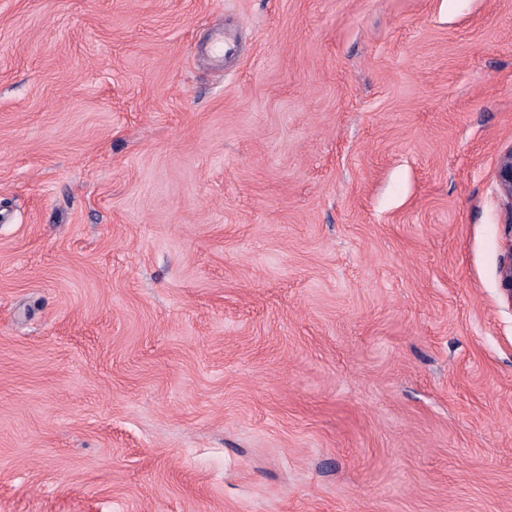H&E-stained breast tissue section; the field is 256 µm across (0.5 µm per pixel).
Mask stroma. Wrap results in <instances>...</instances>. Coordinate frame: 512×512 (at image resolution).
<instances>
[{"instance_id": "1", "label": "stroma", "mask_w": 512, "mask_h": 512, "mask_svg": "<svg viewBox=\"0 0 512 512\" xmlns=\"http://www.w3.org/2000/svg\"><path fill=\"white\" fill-rule=\"evenodd\" d=\"M510 149L512 0H0V512H512Z\"/></svg>"}]
</instances>
